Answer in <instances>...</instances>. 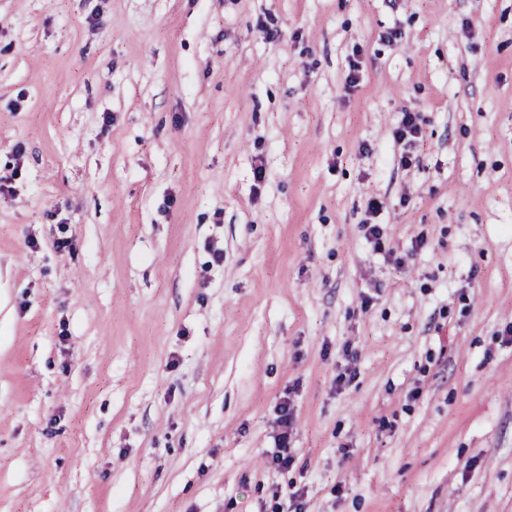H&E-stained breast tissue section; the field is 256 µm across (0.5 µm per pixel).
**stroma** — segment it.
Wrapping results in <instances>:
<instances>
[{
    "label": "stroma",
    "mask_w": 512,
    "mask_h": 512,
    "mask_svg": "<svg viewBox=\"0 0 512 512\" xmlns=\"http://www.w3.org/2000/svg\"><path fill=\"white\" fill-rule=\"evenodd\" d=\"M293 491L512 512V0H0V512ZM423 122L424 119L418 113H403L399 125L394 130L395 139L404 143L415 142L422 137ZM279 416L277 418L278 427L283 430L274 436V447L268 452L271 457L270 464L275 466L277 469L288 470V467L292 464L293 456L289 452L288 448V428L291 427L292 413L288 408V402L283 404L279 409Z\"/></svg>",
    "instance_id": "35a3bbf8"
}]
</instances>
